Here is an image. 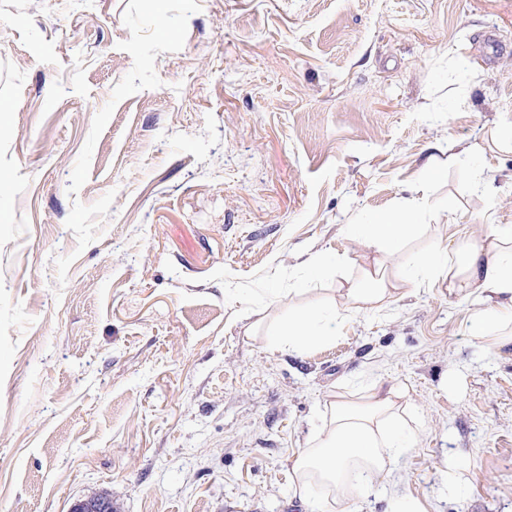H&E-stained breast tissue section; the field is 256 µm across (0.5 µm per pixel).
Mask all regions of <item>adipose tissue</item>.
<instances>
[{
	"label": "adipose tissue",
	"mask_w": 512,
	"mask_h": 512,
	"mask_svg": "<svg viewBox=\"0 0 512 512\" xmlns=\"http://www.w3.org/2000/svg\"><path fill=\"white\" fill-rule=\"evenodd\" d=\"M353 232L365 239L366 251L358 257V277L341 294L344 306L378 312L440 275L459 301L496 295L497 306L477 316L474 330L493 346L512 342L511 225H488L479 238L440 243L402 262L394 260L395 250L418 233L407 213L384 214L377 223L354 226ZM335 337V308L293 307L279 334L270 337L269 348L302 355ZM401 396L398 388L377 382L358 397L329 401L322 428L293 465L300 488L314 483L325 490L311 501V512H335L342 498L367 494L410 448L398 416Z\"/></svg>",
	"instance_id": "obj_1"
}]
</instances>
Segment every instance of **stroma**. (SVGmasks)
Segmentation results:
<instances>
[{
    "label": "stroma",
    "instance_id": "1",
    "mask_svg": "<svg viewBox=\"0 0 512 512\" xmlns=\"http://www.w3.org/2000/svg\"><path fill=\"white\" fill-rule=\"evenodd\" d=\"M510 128L512 0H0V512H309L294 459L371 381L419 427L341 512H512L492 299L267 347L365 215L409 255L512 225Z\"/></svg>",
    "mask_w": 512,
    "mask_h": 512
}]
</instances>
